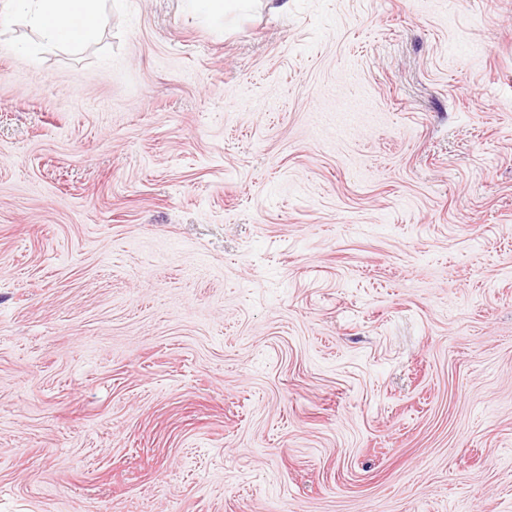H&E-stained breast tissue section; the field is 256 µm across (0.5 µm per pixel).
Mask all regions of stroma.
<instances>
[{"label": "stroma", "instance_id": "1", "mask_svg": "<svg viewBox=\"0 0 512 512\" xmlns=\"http://www.w3.org/2000/svg\"><path fill=\"white\" fill-rule=\"evenodd\" d=\"M105 11L0 33V512H512V0Z\"/></svg>", "mask_w": 512, "mask_h": 512}]
</instances>
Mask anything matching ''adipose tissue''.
<instances>
[{
    "mask_svg": "<svg viewBox=\"0 0 512 512\" xmlns=\"http://www.w3.org/2000/svg\"><path fill=\"white\" fill-rule=\"evenodd\" d=\"M103 0H8L0 30L24 17L43 44L79 48L95 43L103 25Z\"/></svg>",
    "mask_w": 512,
    "mask_h": 512,
    "instance_id": "1",
    "label": "adipose tissue"
}]
</instances>
